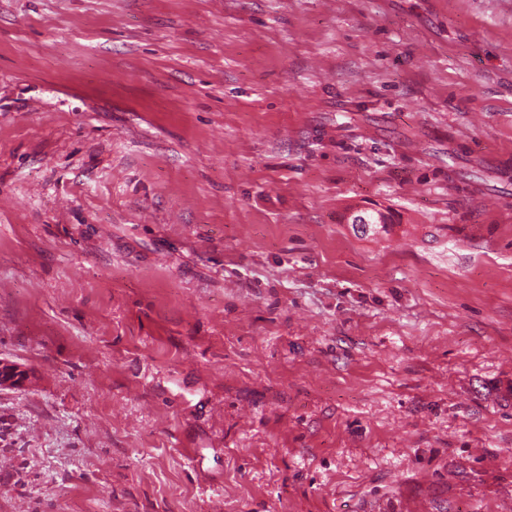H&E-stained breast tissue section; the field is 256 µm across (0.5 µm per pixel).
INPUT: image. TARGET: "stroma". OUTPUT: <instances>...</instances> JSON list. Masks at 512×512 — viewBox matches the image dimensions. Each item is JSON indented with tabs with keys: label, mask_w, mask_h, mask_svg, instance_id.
Wrapping results in <instances>:
<instances>
[{
	"label": "stroma",
	"mask_w": 512,
	"mask_h": 512,
	"mask_svg": "<svg viewBox=\"0 0 512 512\" xmlns=\"http://www.w3.org/2000/svg\"><path fill=\"white\" fill-rule=\"evenodd\" d=\"M0 359V512H512V0H0Z\"/></svg>",
	"instance_id": "1"
}]
</instances>
